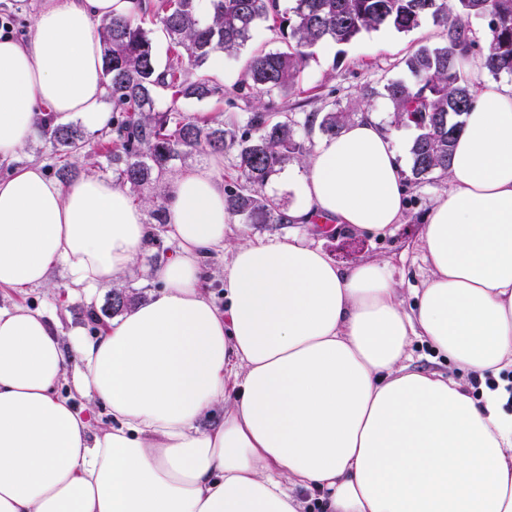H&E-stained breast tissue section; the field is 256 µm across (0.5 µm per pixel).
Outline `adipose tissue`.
I'll use <instances>...</instances> for the list:
<instances>
[{
    "label": "adipose tissue",
    "instance_id": "ef3b65f1",
    "mask_svg": "<svg viewBox=\"0 0 512 512\" xmlns=\"http://www.w3.org/2000/svg\"><path fill=\"white\" fill-rule=\"evenodd\" d=\"M135 0H43L24 42L0 38V287L63 267L74 288L120 283L154 240L127 191L70 185L17 162L37 109L107 122L94 19ZM479 99L419 246L432 276L405 305L389 260L341 267L297 237L235 246L224 307L201 289L224 246V157L172 176L161 290L96 335L62 337L39 312L0 308V512H512V84L465 58ZM394 131L375 113L320 141L280 180L294 224L379 234L405 208ZM420 339L466 384L412 368ZM76 409L58 384L71 358ZM112 417L96 428L97 407Z\"/></svg>",
    "mask_w": 512,
    "mask_h": 512
}]
</instances>
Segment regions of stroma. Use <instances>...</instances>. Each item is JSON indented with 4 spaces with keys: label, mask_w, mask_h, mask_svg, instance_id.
Wrapping results in <instances>:
<instances>
[{
    "label": "stroma",
    "mask_w": 512,
    "mask_h": 512,
    "mask_svg": "<svg viewBox=\"0 0 512 512\" xmlns=\"http://www.w3.org/2000/svg\"><path fill=\"white\" fill-rule=\"evenodd\" d=\"M42 0H0V35L24 40L32 33ZM447 40L446 30L424 22L408 33L382 29L362 34L348 45L333 43L319 47L306 64L299 90L288 97H272L274 108L291 112L327 111L330 106H353L367 89L378 91L387 81L404 77L405 60L419 46L435 47ZM277 30L262 26L255 37L238 54L225 58L224 71L215 80L225 89L222 99L203 102L184 101L180 107L190 113H208L230 118L232 126L242 130L256 105L249 90H238L242 71L251 54L280 48ZM405 211L390 233L376 236L346 227L324 224H242L231 221L224 229L225 246L215 250L205 261L204 293L216 303H223L224 268L231 258V247L272 236L294 235L304 242L321 247L339 266L349 267L372 258L390 259L393 277L404 301H411L415 289L423 287L430 268L418 248L425 217L438 197L446 190L445 179L406 180ZM176 245L159 225L155 242L138 258L124 281L125 292L135 304L149 301L160 285L153 276L160 261L172 257ZM112 301V291L99 288L93 292L68 287L62 268H54L47 282L23 292L0 288V308L21 305L42 313L61 332L81 331L92 335L102 327L105 309Z\"/></svg>",
    "instance_id": "35a3bbf8"
}]
</instances>
